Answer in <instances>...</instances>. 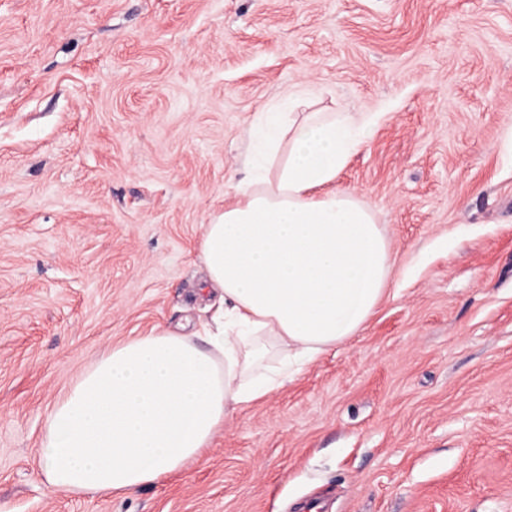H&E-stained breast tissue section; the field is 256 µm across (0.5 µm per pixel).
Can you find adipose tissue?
I'll use <instances>...</instances> for the list:
<instances>
[{"label": "adipose tissue", "instance_id": "adipose-tissue-1", "mask_svg": "<svg viewBox=\"0 0 512 512\" xmlns=\"http://www.w3.org/2000/svg\"><path fill=\"white\" fill-rule=\"evenodd\" d=\"M375 123L358 112H260L254 171L206 224L205 282L224 316L204 342L159 330L107 349L50 411L37 450L70 494L129 493L201 460L242 405L357 335L387 292L390 242L337 187Z\"/></svg>", "mask_w": 512, "mask_h": 512}]
</instances>
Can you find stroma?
<instances>
[{
  "label": "stroma",
  "instance_id": "stroma-1",
  "mask_svg": "<svg viewBox=\"0 0 512 512\" xmlns=\"http://www.w3.org/2000/svg\"><path fill=\"white\" fill-rule=\"evenodd\" d=\"M364 112L390 241L364 328L126 495L52 492L109 347L222 307L196 246L288 90ZM512 0H0V512H512Z\"/></svg>",
  "mask_w": 512,
  "mask_h": 512
}]
</instances>
